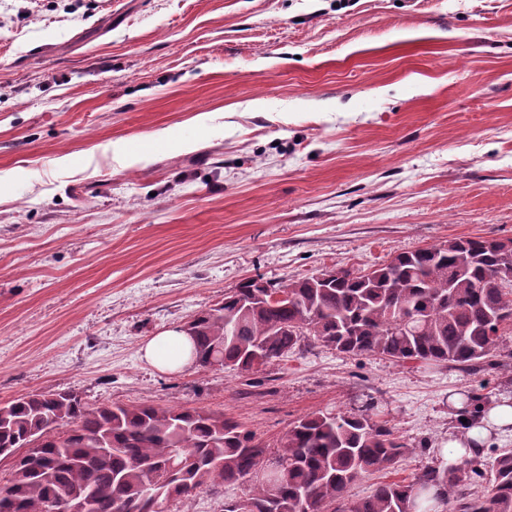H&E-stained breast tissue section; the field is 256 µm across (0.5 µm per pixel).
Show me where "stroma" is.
Returning <instances> with one entry per match:
<instances>
[{"mask_svg":"<svg viewBox=\"0 0 512 512\" xmlns=\"http://www.w3.org/2000/svg\"><path fill=\"white\" fill-rule=\"evenodd\" d=\"M478 236L512 238V0H0L2 404L216 410L272 453L367 404L412 478L461 433L453 397L511 398L512 369L306 338L248 372H161L140 348L248 277Z\"/></svg>","mask_w":512,"mask_h":512,"instance_id":"stroma-1","label":"stroma"}]
</instances>
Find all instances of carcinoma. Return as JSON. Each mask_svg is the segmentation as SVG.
Masks as SVG:
<instances>
[{"mask_svg":"<svg viewBox=\"0 0 512 512\" xmlns=\"http://www.w3.org/2000/svg\"><path fill=\"white\" fill-rule=\"evenodd\" d=\"M508 269L494 276L498 267ZM248 279L188 321L195 361L249 371L288 355L305 337L350 356L446 363L463 372L501 366L512 324V238H453L400 252L369 271L326 270L286 285ZM66 429L60 442L53 431ZM178 448L186 449L175 459ZM409 452L368 409L315 411L280 440L274 470L265 446L221 411L149 405L88 407L71 391L0 404V457L12 463L0 512H53L82 498L87 512H150L153 495L191 500L251 477L250 512H512V451L490 473L462 459L411 480L381 481L353 499L361 478L391 473Z\"/></svg>","mask_w":512,"mask_h":512,"instance_id":"1","label":"carcinoma"}]
</instances>
